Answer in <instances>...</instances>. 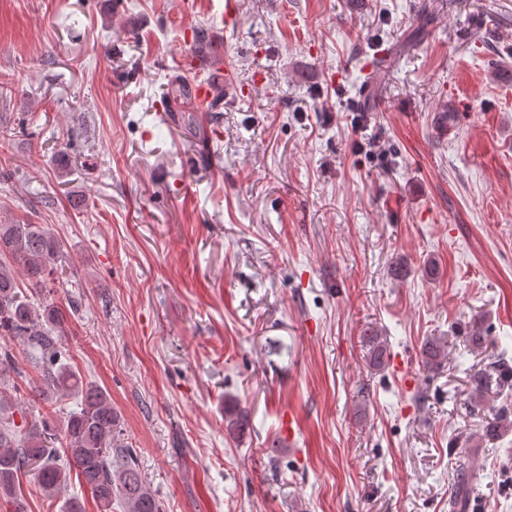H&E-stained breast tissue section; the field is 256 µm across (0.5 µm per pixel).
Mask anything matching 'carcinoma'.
I'll use <instances>...</instances> for the list:
<instances>
[{"label":"carcinoma","instance_id":"obj_1","mask_svg":"<svg viewBox=\"0 0 512 512\" xmlns=\"http://www.w3.org/2000/svg\"><path fill=\"white\" fill-rule=\"evenodd\" d=\"M59 253V241L44 225L0 223V501L13 512H26L20 472H33L42 490L54 495L67 487L74 471L98 512H112L116 506L121 512H163L135 449L125 439L111 396L65 362L69 350L61 331L77 307L72 304L67 310L52 297L53 285L64 274ZM14 341L30 349L39 396L46 402L75 397L77 409L58 421L22 407L18 395L23 375L10 350ZM364 342L370 363L383 367L386 337L372 333ZM509 385L512 367L495 360L473 375L471 398ZM224 422L238 438L248 428V414L230 407Z\"/></svg>","mask_w":512,"mask_h":512}]
</instances>
